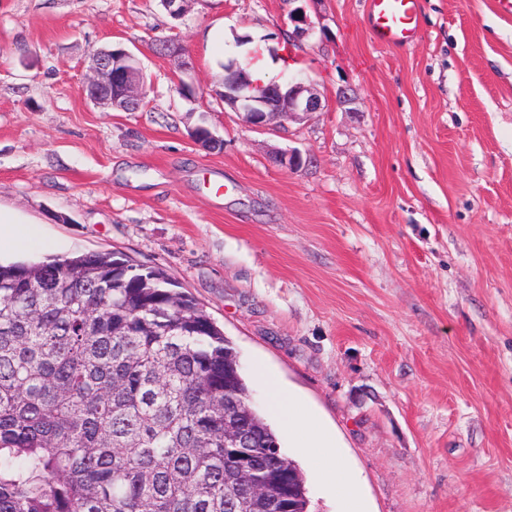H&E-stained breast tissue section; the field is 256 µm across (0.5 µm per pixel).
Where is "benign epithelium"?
Instances as JSON below:
<instances>
[{"label":"benign epithelium","instance_id":"7a95c632","mask_svg":"<svg viewBox=\"0 0 512 512\" xmlns=\"http://www.w3.org/2000/svg\"><path fill=\"white\" fill-rule=\"evenodd\" d=\"M293 25L291 36L300 38L313 26L305 8L289 12ZM91 75L81 92L104 112H133L144 101L146 77L139 58L123 47L101 48L91 54ZM224 104L244 114L253 129L265 130L275 122L300 120L322 110V100L299 79L266 85L251 81L246 69L237 62L224 65ZM224 447L249 448L251 438L236 426L224 425Z\"/></svg>","mask_w":512,"mask_h":512}]
</instances>
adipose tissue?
I'll list each match as a JSON object with an SVG mask.
<instances>
[{"mask_svg": "<svg viewBox=\"0 0 512 512\" xmlns=\"http://www.w3.org/2000/svg\"><path fill=\"white\" fill-rule=\"evenodd\" d=\"M257 375L267 387L271 413L302 438L304 447L323 449L322 471L330 489L338 495L340 512H363L355 481L341 464L333 436L294 393L282 387L272 372L262 367Z\"/></svg>", "mask_w": 512, "mask_h": 512, "instance_id": "obj_1", "label": "adipose tissue"}]
</instances>
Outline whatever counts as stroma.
<instances>
[{
    "label": "stroma",
    "instance_id": "35a3bbf8",
    "mask_svg": "<svg viewBox=\"0 0 512 512\" xmlns=\"http://www.w3.org/2000/svg\"><path fill=\"white\" fill-rule=\"evenodd\" d=\"M304 7L314 29L292 41L291 0H191L178 19L159 0H0V209L43 240L0 261L162 268L232 342L256 409L263 365L334 434L366 512H512V17L419 0L414 41L385 46L365 0ZM218 25L243 64L288 47L323 110L259 131L225 108ZM117 45L148 76L135 112L80 92ZM274 431L310 512H337L320 450Z\"/></svg>",
    "mask_w": 512,
    "mask_h": 512
}]
</instances>
